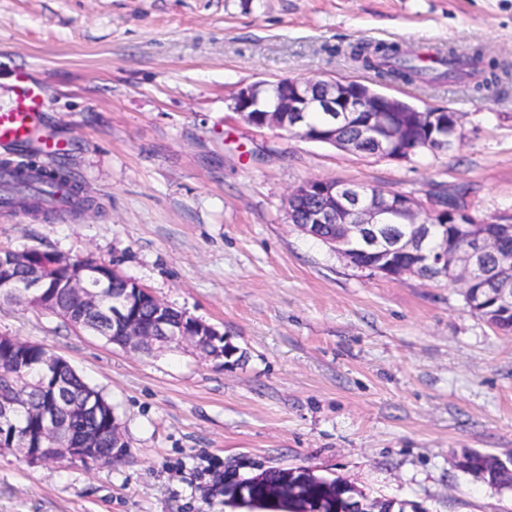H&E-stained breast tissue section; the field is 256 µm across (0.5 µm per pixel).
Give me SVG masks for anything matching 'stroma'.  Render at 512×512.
<instances>
[{
  "instance_id": "35a3bbf8",
  "label": "stroma",
  "mask_w": 512,
  "mask_h": 512,
  "mask_svg": "<svg viewBox=\"0 0 512 512\" xmlns=\"http://www.w3.org/2000/svg\"><path fill=\"white\" fill-rule=\"evenodd\" d=\"M360 40L477 48L505 72L480 92L387 86L462 115L455 150L403 161L233 111L262 80L376 85L343 53ZM20 65L47 86L60 161L98 206L62 220L0 208V249L115 264L244 358L130 352L0 303V334L67 359L128 442L94 467L0 456V512H230L215 484L225 471L298 466L424 512H512V491L454 465L467 450L512 454V335L457 285L353 268L287 214L309 178L422 201L462 189L477 217L512 213V0H0V107Z\"/></svg>"
}]
</instances>
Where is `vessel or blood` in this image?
<instances>
[{"label": "vessel or blood", "mask_w": 512, "mask_h": 512, "mask_svg": "<svg viewBox=\"0 0 512 512\" xmlns=\"http://www.w3.org/2000/svg\"><path fill=\"white\" fill-rule=\"evenodd\" d=\"M12 93L9 107L0 110V147L30 145L49 158L61 154L64 140L42 129L45 86L21 66L14 74Z\"/></svg>", "instance_id": "obj_1"}]
</instances>
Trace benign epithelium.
Returning <instances> with one entry per match:
<instances>
[{"instance_id":"benign-epithelium-1","label":"benign epithelium","mask_w":512,"mask_h":512,"mask_svg":"<svg viewBox=\"0 0 512 512\" xmlns=\"http://www.w3.org/2000/svg\"><path fill=\"white\" fill-rule=\"evenodd\" d=\"M276 87L271 106L261 104L262 93ZM233 110L243 121L258 128H285L307 141L329 143L343 150L371 156L390 155L404 160L413 148L408 145L412 133L426 135L436 128L448 131V125L458 126L454 111L421 110L401 100L371 89L353 80L312 82L280 79L246 85L233 98ZM322 112L324 123L313 128L306 124V113ZM288 222L303 224L301 231L316 235L317 225H337L333 248L342 258L360 268L398 278L419 275L424 268L433 269L435 276L453 270L455 283L464 290V299L471 305L482 303L494 308L512 305V272L495 267L490 257L500 245L512 239V222L501 215L496 224L487 227L468 208L448 209L436 199L424 207L413 196L399 191H381L363 195L358 184L349 181L311 178L294 187L288 195ZM432 224H453L462 241L448 244L443 237L440 249L430 253L425 248L427 227ZM70 264L64 254H54L50 260L33 266L23 281L0 275V295L52 316H67L73 327L85 325V316L99 311L103 291L98 288L102 264L87 258L70 270L66 291L79 299L81 310L75 312L58 304L44 288L51 273ZM135 299L128 297L112 303V343L134 352L155 346L176 343L187 348L216 351L208 358L223 367L231 365L238 349L225 341L223 334L201 319L174 325L156 313L146 327L134 310ZM41 377L31 386L43 390L45 380L54 379L51 395L43 400L36 416L39 432L25 430L15 424L24 413V397L9 389L15 376L0 363V427L9 434H0V455L10 453L31 464L53 461L54 452L63 449L74 462L91 464L101 461L99 437L88 432L83 422L89 418L104 420L105 430L112 440V458L125 454L127 442L113 412L92 390L77 393L67 382L66 370L71 364L52 351L40 361ZM254 477H241L234 471L224 475V497L232 507L254 500ZM304 503L303 512H323L322 501L306 491L305 480L283 481L266 490V499L280 500L282 495ZM380 500L355 491L344 498L343 512H379Z\"/></svg>"}]
</instances>
